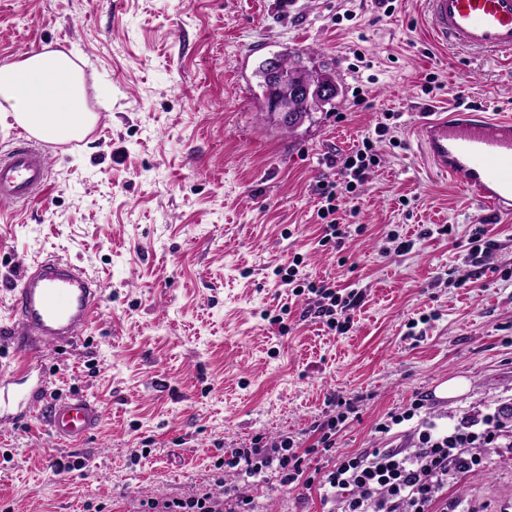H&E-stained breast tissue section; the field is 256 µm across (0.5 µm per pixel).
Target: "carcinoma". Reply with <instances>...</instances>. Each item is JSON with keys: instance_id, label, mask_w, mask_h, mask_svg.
Masks as SVG:
<instances>
[{"instance_id": "1", "label": "carcinoma", "mask_w": 512, "mask_h": 512, "mask_svg": "<svg viewBox=\"0 0 512 512\" xmlns=\"http://www.w3.org/2000/svg\"><path fill=\"white\" fill-rule=\"evenodd\" d=\"M278 62L279 76L276 79L268 75L269 59L262 60L253 72L257 85L262 91V111L272 122L280 121L278 105L282 104L291 110L293 120L282 126V130L291 134L313 112H318L327 105L333 104L335 96L319 99L294 98L290 91L295 82L317 84L332 79L331 74L322 70H313L303 63L299 53L280 52L274 54Z\"/></svg>"}]
</instances>
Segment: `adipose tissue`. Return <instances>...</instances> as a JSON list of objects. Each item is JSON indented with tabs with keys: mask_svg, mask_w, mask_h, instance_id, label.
Wrapping results in <instances>:
<instances>
[{
	"mask_svg": "<svg viewBox=\"0 0 512 512\" xmlns=\"http://www.w3.org/2000/svg\"><path fill=\"white\" fill-rule=\"evenodd\" d=\"M96 120L72 55L45 48L0 63L1 123L11 121L39 139L66 143L84 137Z\"/></svg>",
	"mask_w": 512,
	"mask_h": 512,
	"instance_id": "ef3b65f1",
	"label": "adipose tissue"
}]
</instances>
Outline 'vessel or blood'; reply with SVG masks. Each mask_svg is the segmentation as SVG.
I'll return each mask as SVG.
<instances>
[{
	"mask_svg": "<svg viewBox=\"0 0 512 512\" xmlns=\"http://www.w3.org/2000/svg\"><path fill=\"white\" fill-rule=\"evenodd\" d=\"M432 38L477 51L512 54V0H426ZM430 159L479 202L512 214V115L439 112L420 126ZM0 154V201L26 205L46 187V149L25 130ZM103 290L70 260L50 255L25 267L13 288L11 325L0 334L17 347L63 351L95 323ZM44 412L52 440L71 447L91 436L104 411L76 394L48 399L44 371L18 374L0 365V425L18 427Z\"/></svg>",
	"mask_w": 512,
	"mask_h": 512,
	"instance_id": "vessel-or-blood-1",
	"label": "vessel or blood"
}]
</instances>
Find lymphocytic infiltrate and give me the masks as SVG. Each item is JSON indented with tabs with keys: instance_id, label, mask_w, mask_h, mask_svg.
Here are the masks:
<instances>
[{
	"instance_id": "obj_1",
	"label": "lymphocytic infiltrate",
	"mask_w": 512,
	"mask_h": 512,
	"mask_svg": "<svg viewBox=\"0 0 512 512\" xmlns=\"http://www.w3.org/2000/svg\"><path fill=\"white\" fill-rule=\"evenodd\" d=\"M388 132L387 124L378 123L375 138ZM375 138L363 139L353 151L331 157L330 164L337 167L341 178L320 180L316 188L322 244L338 246L350 236L349 225L336 218L337 202L343 195H356L372 168L379 165ZM300 264V258H293L288 267L276 268L275 274L294 295L312 297L313 315L328 331L346 333L356 305L355 293L343 294L335 286L300 276ZM502 431L498 415L469 416L445 430L421 423L413 431L414 445L342 455L325 471L308 470L304 455L290 440L276 442L269 450L255 445L232 449L228 466L242 465L252 474L271 471L280 475L282 484L305 490L315 486L329 489L338 512H448L449 483L486 467L485 450Z\"/></svg>"
}]
</instances>
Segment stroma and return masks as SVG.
Listing matches in <instances>:
<instances>
[{
	"mask_svg": "<svg viewBox=\"0 0 512 512\" xmlns=\"http://www.w3.org/2000/svg\"><path fill=\"white\" fill-rule=\"evenodd\" d=\"M0 0V61L48 46L75 52L95 126L47 147L50 182L27 206L0 203V325L19 273L69 258L99 279L97 324L64 354L6 350L50 371L48 398L95 397L98 431L54 446L44 418L0 431V512H141L221 496L231 449L291 437L312 454L329 398L350 401L332 454L409 445L411 404L446 428L496 413L512 424V216L488 214L430 162L419 128L430 106L512 113V57L435 42L425 0ZM327 66L339 95L294 135L259 114L251 73L284 50ZM380 163L320 245L319 180L378 122ZM484 224L495 247L470 258ZM411 238L398 254L391 234ZM362 298L339 335L304 316L305 297L273 273ZM469 274L459 285L460 274ZM287 308V333L268 312ZM463 389L435 397L443 382ZM72 465L58 474L53 461ZM253 512H336L323 491L239 474ZM456 512H512V441L448 487Z\"/></svg>",
	"mask_w": 512,
	"mask_h": 512,
	"instance_id": "obj_1",
	"label": "stroma"
}]
</instances>
